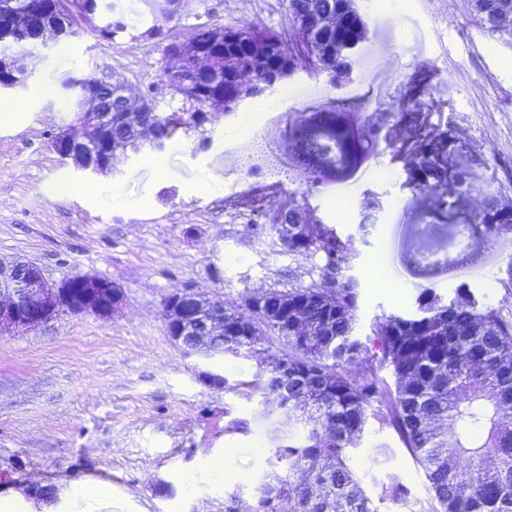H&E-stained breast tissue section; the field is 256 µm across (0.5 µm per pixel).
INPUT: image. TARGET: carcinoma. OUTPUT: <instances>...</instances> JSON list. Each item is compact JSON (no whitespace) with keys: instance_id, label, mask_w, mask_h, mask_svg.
<instances>
[{"instance_id":"carcinoma-1","label":"carcinoma","mask_w":512,"mask_h":512,"mask_svg":"<svg viewBox=\"0 0 512 512\" xmlns=\"http://www.w3.org/2000/svg\"><path fill=\"white\" fill-rule=\"evenodd\" d=\"M349 0H289V23L297 47L283 45L272 31L265 37L280 43L270 69L281 77L295 71L325 75L334 87L351 73L352 55L326 30L305 22L309 12L332 13ZM481 29L512 48V30L492 26V16L507 9L512 0H471ZM233 31L237 41L226 44L224 66L233 67L234 54L246 49L253 31L242 26L213 27ZM187 106L178 101L171 111L158 114L142 110L144 130L165 144L183 129ZM432 113L408 112L418 130L417 139L391 141L394 156L402 162L416 186L438 190L453 181L461 193L472 189L468 172L459 167L448 177L437 148L438 137H453L452 130L427 129ZM393 112H375L367 123L375 134L391 137ZM427 132H422V129ZM118 114L112 115V149L129 144ZM344 144L335 119L320 123L319 132L303 140L307 185H313L324 165L340 160L325 157L336 144ZM470 223L494 239L512 234V211L503 212L493 195L474 212ZM350 239L326 224L308 244L281 241L290 254L313 261L318 277L336 278L329 289L333 313L324 314L316 281L297 282L287 289L256 292L265 305L284 308L305 303L298 320L310 332L291 336L274 324L247 323L248 333L226 335L213 342L217 352L235 356L244 347L265 343L271 349L268 369L255 374L247 389L265 396L288 377V393L279 406L288 421L301 428V436L277 448L258 487L251 512H378L375 500L404 502L410 489L398 476L380 484L373 498L352 464L368 421V410L385 408L384 418L395 428L405 447L423 471L435 512H512V319L480 302L467 286L444 298L427 293L417 298L409 314L383 313L370 332H357L360 285L349 274L353 254ZM386 369L388 383L379 376Z\"/></svg>"}]
</instances>
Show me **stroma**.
<instances>
[{"label":"stroma","instance_id":"1","mask_svg":"<svg viewBox=\"0 0 512 512\" xmlns=\"http://www.w3.org/2000/svg\"><path fill=\"white\" fill-rule=\"evenodd\" d=\"M114 3L128 31L106 41L76 22V36L27 59L24 121L0 125V256L37 264L52 282L85 273L123 289L109 317L63 312L0 335V496L27 512L33 487H49L51 512H78L74 491L91 481L112 491L94 512H224L232 494L254 503L270 449L295 440L297 429L244 392L202 382L165 331L164 296L191 288L236 304L305 277L310 260L282 251L253 219L270 203L306 201L341 236L370 227L351 269L361 284L360 331L422 294L447 296L464 283L512 318V248L463 230L483 193L512 205V49L482 31L469 0H358L368 30L341 86L297 72L275 87L282 111H263L256 98L216 115L207 146L194 134L175 136L158 155L163 180L145 155L115 159L114 175L91 177L52 147L75 121L74 79H120L135 94L152 89L162 108L174 103L162 44L138 36L153 16L142 0ZM288 18V0H181L174 26L185 36L201 23H244L286 38ZM421 93L434 126L455 132L444 157L449 168L469 169L471 194L410 184L390 143L365 122L372 112L406 110ZM255 111L258 133L227 142ZM320 112L334 113L360 147L344 174L328 170L307 191L283 172L302 165L296 144ZM371 198L376 207L365 209ZM385 281L395 293L382 290ZM228 452L233 476L205 470L207 458ZM352 456L365 483L405 477L408 501L380 503L381 512H418L428 500L422 470L377 410Z\"/></svg>","mask_w":512,"mask_h":512}]
</instances>
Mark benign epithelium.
I'll list each match as a JSON object with an SVG mask.
<instances>
[{
  "label": "benign epithelium",
  "mask_w": 512,
  "mask_h": 512,
  "mask_svg": "<svg viewBox=\"0 0 512 512\" xmlns=\"http://www.w3.org/2000/svg\"><path fill=\"white\" fill-rule=\"evenodd\" d=\"M103 10L89 9L88 0H57L49 6L47 0H0V40L10 42L36 29L35 42L40 50H49L63 37L68 20L81 17L85 23L100 29L111 28L112 22L98 25ZM317 25L325 24L336 32V40L344 42L350 52L356 51L365 39L366 29L360 16L338 11L327 18L307 17ZM169 53L186 60L173 88L178 92H196L198 80L222 72L213 59L218 49L204 51L197 41L165 45ZM267 49L252 48L239 56L237 71L257 88L264 85V73L256 61L265 57ZM25 55L16 51L0 54V71L10 74L0 83L2 91L29 89V75L23 66ZM82 78L75 82L72 102L75 107V126L59 131L52 140L54 150L71 160L74 169L92 176L112 172V158L104 157L112 139V104L105 103L95 84ZM119 103L127 110V117L138 114L142 99L131 100L126 85L117 88ZM235 92L216 94L204 103L202 124L212 123L217 113L224 112V102ZM318 225L310 209L296 206L278 207L277 227L283 236L310 235ZM122 289L116 283L97 276L76 274L58 283H50L40 267L30 262L6 260L0 257V334L15 326L37 328L55 319L60 312L91 313L107 316L117 308ZM239 308L249 314H258L266 323L281 321L283 312L262 305L256 297H246ZM163 319L166 333L184 353L197 358L202 367L199 373L205 383L220 377L207 369L218 354L209 349V342L224 337V300L197 290H173L163 299Z\"/></svg>",
  "instance_id": "7a95c632"
}]
</instances>
